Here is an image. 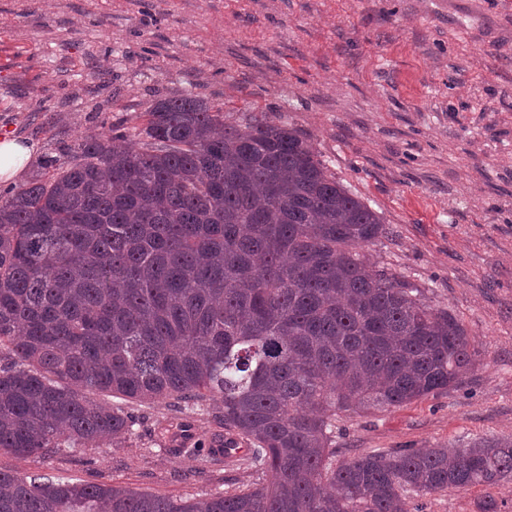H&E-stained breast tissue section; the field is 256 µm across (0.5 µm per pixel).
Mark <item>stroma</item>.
Wrapping results in <instances>:
<instances>
[{
    "mask_svg": "<svg viewBox=\"0 0 512 512\" xmlns=\"http://www.w3.org/2000/svg\"><path fill=\"white\" fill-rule=\"evenodd\" d=\"M194 93L224 119L294 127L389 228L370 269L408 278L465 327L476 365L443 394L336 421V454L512 435V0H0V134L34 143L141 127ZM136 424L112 446L0 470L202 498L255 482L209 453L215 407L97 393ZM512 512V479L422 498Z\"/></svg>",
    "mask_w": 512,
    "mask_h": 512,
    "instance_id": "1",
    "label": "stroma"
}]
</instances>
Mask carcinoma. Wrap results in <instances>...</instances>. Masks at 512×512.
<instances>
[{"label":"carcinoma","mask_w":512,"mask_h":512,"mask_svg":"<svg viewBox=\"0 0 512 512\" xmlns=\"http://www.w3.org/2000/svg\"><path fill=\"white\" fill-rule=\"evenodd\" d=\"M56 147L0 197V451L52 456L125 438L110 391L219 404L260 481L206 498L0 471V512H423L512 477V437L336 459V415L402 406L475 365L448 311L361 249L381 217L298 131L224 123L195 95Z\"/></svg>","instance_id":"obj_1"}]
</instances>
